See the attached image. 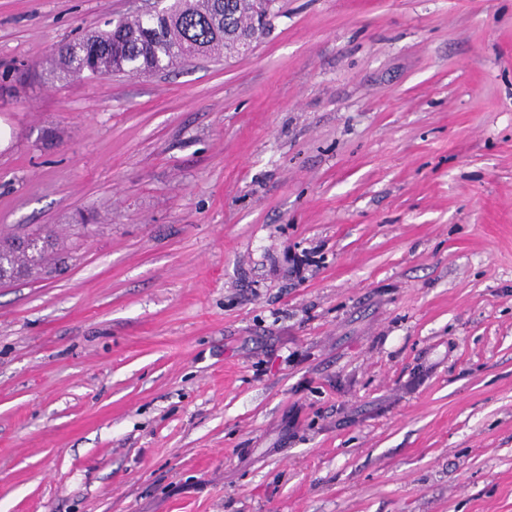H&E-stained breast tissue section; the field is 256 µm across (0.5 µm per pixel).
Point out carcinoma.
<instances>
[{"label":"carcinoma","mask_w":512,"mask_h":512,"mask_svg":"<svg viewBox=\"0 0 512 512\" xmlns=\"http://www.w3.org/2000/svg\"><path fill=\"white\" fill-rule=\"evenodd\" d=\"M254 0H174L162 13L137 14L109 29L63 44L52 60L54 76L69 80L169 70L200 57L235 53L251 27ZM58 233L38 227L0 238V275L15 281L50 274Z\"/></svg>","instance_id":"carcinoma-1"}]
</instances>
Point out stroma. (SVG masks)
Masks as SVG:
<instances>
[{
  "label": "stroma",
  "mask_w": 512,
  "mask_h": 512,
  "mask_svg": "<svg viewBox=\"0 0 512 512\" xmlns=\"http://www.w3.org/2000/svg\"><path fill=\"white\" fill-rule=\"evenodd\" d=\"M148 6L0 0V232L68 236L0 286V512H512V0L47 72Z\"/></svg>",
  "instance_id": "stroma-1"
}]
</instances>
